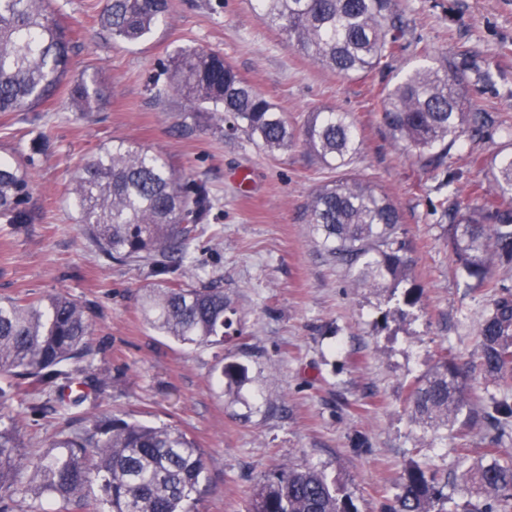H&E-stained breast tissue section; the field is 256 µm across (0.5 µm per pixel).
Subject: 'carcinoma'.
Returning a JSON list of instances; mask_svg holds the SVG:
<instances>
[{"mask_svg": "<svg viewBox=\"0 0 512 512\" xmlns=\"http://www.w3.org/2000/svg\"><path fill=\"white\" fill-rule=\"evenodd\" d=\"M167 0H102L99 25L115 42L147 36L167 12ZM266 26L281 31L304 56L344 77L367 76L394 54L401 19L394 0H255ZM71 38L51 13V0H0V112H27L64 86ZM166 88L187 101L177 128L189 136L200 126L241 134L270 154L294 143L288 118L245 82L224 55L185 49L166 68ZM104 98L93 78L67 85L77 112H92ZM490 120L466 111L463 78L452 62L421 66L388 90L382 121L392 140L428 166H438L465 135ZM303 144L339 176L320 185L306 223L336 263L365 285L408 280L413 259L403 236L402 215L376 186L351 174L360 151L351 114L340 109L309 114ZM42 134L33 153L0 157V220L32 224L31 170L44 153ZM492 201L448 204V238L462 276L478 288H494L495 261L512 262V152L487 160ZM70 195L80 223L98 248L118 262L149 263L172 274L164 288L143 299L150 325L183 344L224 340L231 300L217 280L184 284L194 259L191 233L215 205L210 187L177 170L167 158L119 141L86 161ZM89 307L64 292L27 301L0 300V370L32 387L26 410L37 416L43 400L64 412L112 386V376L83 365L95 353ZM480 370L498 388L512 389V293L494 294L478 331ZM467 371L440 358L409 395L413 417L434 430L459 433L487 420L493 448L462 470L464 498L439 486L436 475L416 464L387 512H512V462L503 463L499 437L512 422V404L491 400V410L466 397ZM16 424L0 423V512H15L16 497L32 494L59 504L60 512H199L210 477L203 453L171 426L101 415L88 423L69 417L65 428L35 460L22 462ZM31 470L30 485L21 475ZM248 512H355L349 496L316 467H288L265 479Z\"/></svg>", "mask_w": 512, "mask_h": 512, "instance_id": "1", "label": "carcinoma"}]
</instances>
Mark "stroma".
I'll return each instance as SVG.
<instances>
[{
	"instance_id": "35a3bbf8",
	"label": "stroma",
	"mask_w": 512,
	"mask_h": 512,
	"mask_svg": "<svg viewBox=\"0 0 512 512\" xmlns=\"http://www.w3.org/2000/svg\"><path fill=\"white\" fill-rule=\"evenodd\" d=\"M55 19L73 32L68 77L96 76L105 96L92 112L66 98L29 112L0 114V155L36 158L34 223H0V298L36 299L64 291L94 316L93 370L112 386L75 415L108 414L187 434L211 476L200 512H246L267 476L315 466L336 479L357 512H384L410 463L452 480L461 454L489 445L482 426L452 438L417 426L409 391L442 352L468 366L482 404L499 397L478 367L477 332L490 290L465 287L448 240L449 196L473 202L486 157L512 146V0H396L404 22L386 67L344 78L302 56L286 35L264 26L250 0H170V9L137 43L101 30V0H51ZM220 52L240 77L302 131L310 112L351 113L361 151L353 168L399 208L413 258L407 287L418 300L394 315L392 285L364 288L333 261L305 220L315 188L335 177L302 142L269 155L241 138L205 128L185 139L175 130L186 103L159 98L154 83L180 50ZM450 60L465 77L471 111L486 112L481 134L462 137L443 164L424 167L395 144L383 122V96L409 71ZM115 140L166 156L206 182L218 202L198 225L191 250L198 272L186 283L221 281L235 309L224 341L188 346L145 320L142 297L157 284L148 267L108 260L79 222L67 189L78 164ZM237 363L242 383L219 388L217 370ZM27 389L0 408L15 422L22 453L48 448L64 418L52 408L26 414Z\"/></svg>"
}]
</instances>
